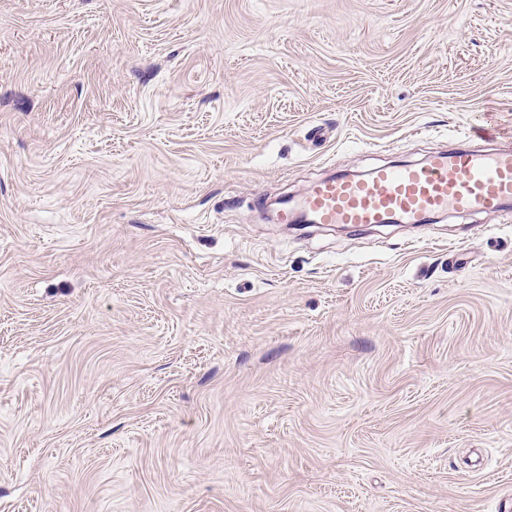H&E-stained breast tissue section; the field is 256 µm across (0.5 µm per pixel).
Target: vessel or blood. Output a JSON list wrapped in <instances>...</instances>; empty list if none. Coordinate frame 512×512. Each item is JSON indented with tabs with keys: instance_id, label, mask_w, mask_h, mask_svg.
<instances>
[{
	"instance_id": "1",
	"label": "vessel or blood",
	"mask_w": 512,
	"mask_h": 512,
	"mask_svg": "<svg viewBox=\"0 0 512 512\" xmlns=\"http://www.w3.org/2000/svg\"><path fill=\"white\" fill-rule=\"evenodd\" d=\"M512 209V146L455 148L421 163L380 165L360 177L315 181L278 214L282 224H430L443 215Z\"/></svg>"
}]
</instances>
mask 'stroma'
<instances>
[{
    "instance_id": "obj_1",
    "label": "stroma",
    "mask_w": 512,
    "mask_h": 512,
    "mask_svg": "<svg viewBox=\"0 0 512 512\" xmlns=\"http://www.w3.org/2000/svg\"><path fill=\"white\" fill-rule=\"evenodd\" d=\"M512 131V0H0V512H498L512 210L268 222Z\"/></svg>"
}]
</instances>
